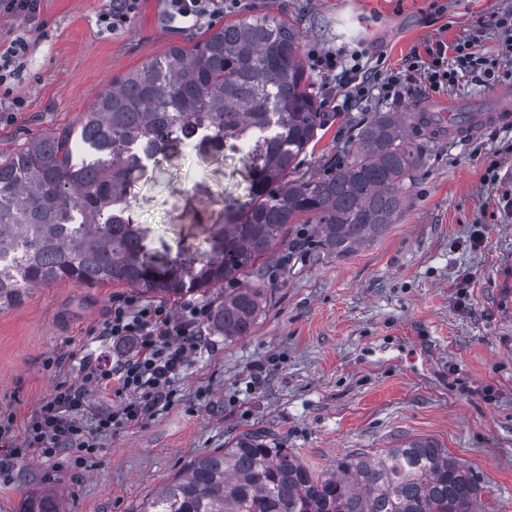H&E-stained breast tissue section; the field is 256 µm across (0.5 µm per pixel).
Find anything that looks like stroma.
Masks as SVG:
<instances>
[{"instance_id":"stroma-1","label":"stroma","mask_w":512,"mask_h":512,"mask_svg":"<svg viewBox=\"0 0 512 512\" xmlns=\"http://www.w3.org/2000/svg\"><path fill=\"white\" fill-rule=\"evenodd\" d=\"M109 7L41 0L34 24L0 13V45L18 37L29 44L18 76L0 88V152L75 123L113 77L171 45L260 13L296 21L301 57L359 43L383 70L402 66L428 39L452 44L476 31L497 78L464 76L448 96L474 110L512 87V59L500 54L505 35L492 24L512 0H242L233 14L194 24L171 19L165 0H142L117 30L100 20ZM310 80L331 118L299 169L318 175L349 159L376 113H407L412 130L425 102L439 98L420 91L337 112L343 88L315 72ZM415 143L419 162L403 213L382 237L341 257L279 248L261 258L245 283L265 288L267 308L249 335L208 331L176 402L101 437L83 460H16L0 475V512H18L23 493L46 487L63 491L70 512H135L190 460L246 432L293 449L319 472L348 454L430 440L476 477L480 512H512V298L496 286L500 265L512 260V210L504 206L512 199V126ZM244 168L239 150L215 157L174 145L130 198L147 252L162 260L202 252L225 197L244 194ZM135 295L122 285L57 281L0 311V415L24 430L82 357L104 350L97 336L113 299Z\"/></svg>"}]
</instances>
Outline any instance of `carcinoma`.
Instances as JSON below:
<instances>
[{
  "instance_id": "obj_1",
  "label": "carcinoma",
  "mask_w": 512,
  "mask_h": 512,
  "mask_svg": "<svg viewBox=\"0 0 512 512\" xmlns=\"http://www.w3.org/2000/svg\"><path fill=\"white\" fill-rule=\"evenodd\" d=\"M299 29L284 16L256 14L173 45L98 93L75 127L25 139L0 155V310L56 281L123 284L177 298L235 282L275 246L344 256L383 236L401 216L419 155L399 112H381L359 134L352 158L320 176L297 174L299 157L329 116L318 111L300 58ZM219 151L248 146L246 200L226 206L204 256L154 272L127 198L147 159L172 141ZM307 216L316 236L285 240ZM265 303L244 286L217 305L211 327L247 336ZM481 490L448 451L422 439L375 455H346L316 473L287 448L245 433L202 454L139 512H478ZM20 512H68L55 491L31 492Z\"/></svg>"
}]
</instances>
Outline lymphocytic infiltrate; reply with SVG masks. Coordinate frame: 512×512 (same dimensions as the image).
<instances>
[{
  "mask_svg": "<svg viewBox=\"0 0 512 512\" xmlns=\"http://www.w3.org/2000/svg\"><path fill=\"white\" fill-rule=\"evenodd\" d=\"M476 43L473 37L451 45L432 40L426 42L423 54L387 71L368 66L358 49L347 55L317 51L310 61L324 80L345 87L341 108L352 111L378 91L384 98L398 100L419 83L436 93L462 74L493 80L495 72L477 56ZM181 310L176 317L163 305H142L132 298L114 301L100 335L126 346V353L117 359L100 354L83 357L74 381L56 385L34 410L24 433H16L12 421L1 420L0 454L8 459L29 454L52 457L66 450L90 454L99 446L98 435L171 406L182 372L207 343L205 326L211 318L210 307L193 300L184 301ZM92 385L113 393L118 404L94 413L95 426L90 429L83 417L91 411L87 391Z\"/></svg>",
  "mask_w": 512,
  "mask_h": 512,
  "instance_id": "1",
  "label": "lymphocytic infiltrate"
}]
</instances>
